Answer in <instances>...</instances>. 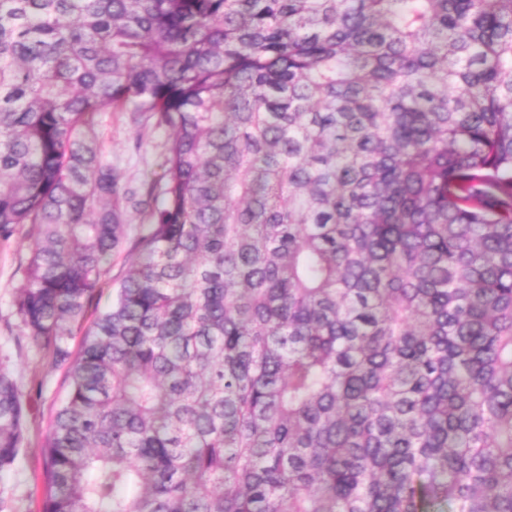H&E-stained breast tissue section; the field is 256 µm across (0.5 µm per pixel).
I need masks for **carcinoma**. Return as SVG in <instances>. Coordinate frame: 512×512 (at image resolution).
<instances>
[{"instance_id": "1", "label": "carcinoma", "mask_w": 512, "mask_h": 512, "mask_svg": "<svg viewBox=\"0 0 512 512\" xmlns=\"http://www.w3.org/2000/svg\"><path fill=\"white\" fill-rule=\"evenodd\" d=\"M126 107L170 132L130 243ZM22 224L41 512H512V0H0ZM28 437L0 367V473Z\"/></svg>"}]
</instances>
